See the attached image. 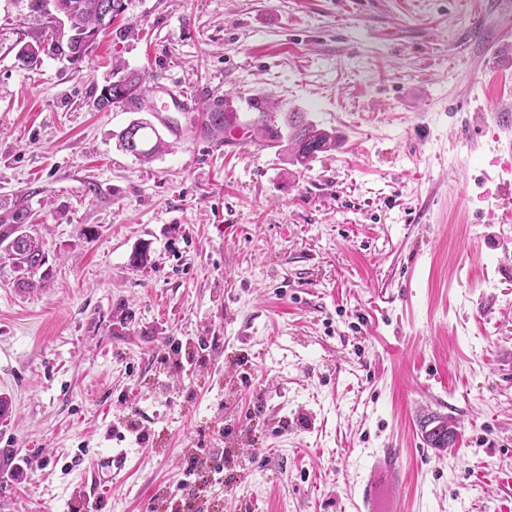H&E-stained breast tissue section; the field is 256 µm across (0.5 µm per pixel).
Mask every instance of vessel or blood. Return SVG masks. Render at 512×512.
<instances>
[{
  "label": "vessel or blood",
  "instance_id": "b4317fda",
  "mask_svg": "<svg viewBox=\"0 0 512 512\" xmlns=\"http://www.w3.org/2000/svg\"><path fill=\"white\" fill-rule=\"evenodd\" d=\"M128 455V449L114 448L91 461L89 497L97 501L103 493L111 492L112 476L125 469ZM400 456V449H384L369 476L359 481L357 494L350 496L349 512H404L402 503L388 493L400 476Z\"/></svg>",
  "mask_w": 512,
  "mask_h": 512
}]
</instances>
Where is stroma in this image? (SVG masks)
I'll return each mask as SVG.
<instances>
[{
    "instance_id": "1",
    "label": "stroma",
    "mask_w": 512,
    "mask_h": 512,
    "mask_svg": "<svg viewBox=\"0 0 512 512\" xmlns=\"http://www.w3.org/2000/svg\"><path fill=\"white\" fill-rule=\"evenodd\" d=\"M124 3L82 62L22 69L46 6L0 0V207L27 208L51 272L23 291L0 267V512H78L115 431L132 454L101 512H346L385 448L406 512H512V155L472 130L512 108L490 50L512 0ZM118 66L145 108L98 110ZM172 87L196 106L172 150L122 151ZM257 97L335 150L299 173L203 134ZM431 414L453 448L425 444ZM201 127L207 136L224 139V133L228 127L224 111L216 107L208 112H203Z\"/></svg>"
}]
</instances>
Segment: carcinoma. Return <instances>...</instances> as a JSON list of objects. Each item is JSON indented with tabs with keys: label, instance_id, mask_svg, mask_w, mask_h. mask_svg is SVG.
<instances>
[{
	"label": "carcinoma",
	"instance_id": "1",
	"mask_svg": "<svg viewBox=\"0 0 512 512\" xmlns=\"http://www.w3.org/2000/svg\"><path fill=\"white\" fill-rule=\"evenodd\" d=\"M71 17V26L77 35L89 34L95 37L105 31L110 19L101 14V4L104 0H60ZM61 51V45L56 43V32L52 26H47L42 41L34 45L29 60L21 65L30 67L38 61V55L55 54ZM146 86L144 76L136 71H130L122 79L112 84V98L100 95L97 107L107 110L120 102L135 105L145 97ZM288 135L270 126L267 112L259 111V117L254 119L252 126L255 133L264 140L287 139L288 164L303 172L310 168V163L317 154L336 148V135L318 124L309 121L301 112H292L288 116ZM228 127L224 111L216 107L202 115L203 133L212 138H224ZM123 149L136 158L148 161L155 155L169 148V144L161 137L154 124L148 120L135 122L127 126L119 135ZM27 210L15 208L0 215V247L12 255V266L20 273L17 287L23 289L41 288L47 281L48 273L41 271L45 265V251L42 238L38 233L22 232ZM434 426L424 431V441L432 448L446 450L453 447L456 431L443 417L433 418Z\"/></svg>",
	"mask_w": 512,
	"mask_h": 512
}]
</instances>
